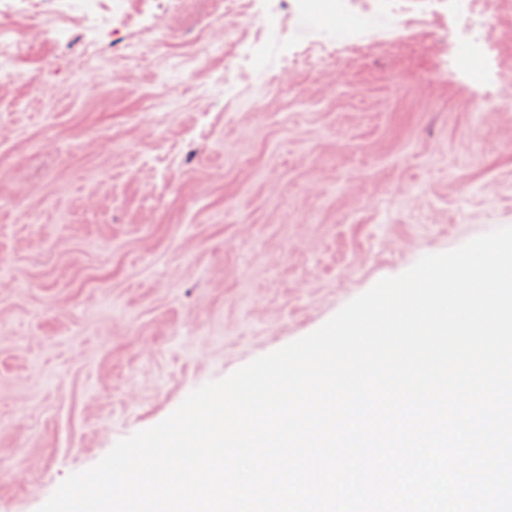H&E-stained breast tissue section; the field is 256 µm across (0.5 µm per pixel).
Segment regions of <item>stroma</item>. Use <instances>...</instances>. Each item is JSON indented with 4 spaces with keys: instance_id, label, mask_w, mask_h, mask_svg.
<instances>
[{
    "instance_id": "1",
    "label": "stroma",
    "mask_w": 512,
    "mask_h": 512,
    "mask_svg": "<svg viewBox=\"0 0 512 512\" xmlns=\"http://www.w3.org/2000/svg\"><path fill=\"white\" fill-rule=\"evenodd\" d=\"M0 0V512L512 226V0ZM306 8L316 11L322 22L341 26L349 16L347 0H297ZM453 44L454 64L458 69L471 72L474 77L483 74L482 63L478 53L477 44L474 41L454 38L449 34Z\"/></svg>"
}]
</instances>
